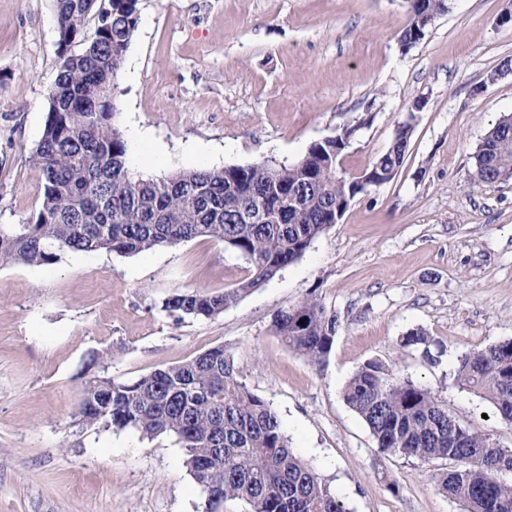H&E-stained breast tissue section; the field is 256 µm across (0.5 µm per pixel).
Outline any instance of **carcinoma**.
<instances>
[{
    "label": "carcinoma",
    "mask_w": 512,
    "mask_h": 512,
    "mask_svg": "<svg viewBox=\"0 0 512 512\" xmlns=\"http://www.w3.org/2000/svg\"><path fill=\"white\" fill-rule=\"evenodd\" d=\"M60 66L48 98L42 136L30 154L44 192L25 224L0 225V265L55 263L62 253L106 249L131 255L206 239L248 260L247 277L223 293L180 289L163 309L182 320L213 318L244 294L299 260L314 239L336 224L338 202L364 192L361 181H390L403 163L413 131L400 125L389 148L360 176L340 167L346 144L326 137L292 164L260 162L201 167L157 179L130 170L128 144L114 124L117 80L139 21V0H55ZM448 0H406L400 46L424 39L427 21ZM93 33L85 35L89 21ZM85 42L75 54L70 45ZM512 168V114L488 132L475 155V181L493 183ZM261 208L268 220L245 221ZM304 324H299V321ZM277 336L309 362L328 358L339 328L336 313L308 296L274 315ZM402 347L435 361L436 343L412 329ZM457 381L480 394L512 426V339L459 359ZM343 399L368 425L378 448L423 462L447 460L439 488L465 512H512V450L461 422L431 390L397 378L369 361L348 380ZM76 416L93 427L132 429L144 438L176 437L206 512L239 500L249 512H346L342 502L289 445L271 405L240 380L231 353L208 349L177 365L122 381L87 376Z\"/></svg>",
    "instance_id": "carcinoma-1"
}]
</instances>
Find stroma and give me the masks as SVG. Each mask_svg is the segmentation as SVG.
Instances as JSON below:
<instances>
[{
  "label": "stroma",
  "instance_id": "1",
  "mask_svg": "<svg viewBox=\"0 0 512 512\" xmlns=\"http://www.w3.org/2000/svg\"><path fill=\"white\" fill-rule=\"evenodd\" d=\"M115 123L133 171L291 164L355 128L359 175L414 132L394 178L358 194L305 254L217 317L162 309L183 288L221 293L248 274L237 252L195 239L121 256L64 253L0 265V512H205L175 437L78 423L85 367L115 352L129 381L222 346L277 413L291 448L347 512H462L435 464L384 453L342 390L365 362L431 389L461 421L512 448V427L460 385L459 358L512 338V178L474 182V155L512 113V0H448L402 52L404 0H139ZM59 69L52 0H0V224L36 215L29 154ZM422 110H414L415 100ZM314 294L340 319L323 366L277 336L278 311ZM423 329L424 361L400 341ZM401 345L403 348H411L419 351L421 356L430 363L436 361L435 358L438 357L439 354V352H437V355L435 354V350H437L436 343L420 328L408 331L406 335L403 336Z\"/></svg>",
  "mask_w": 512,
  "mask_h": 512
}]
</instances>
